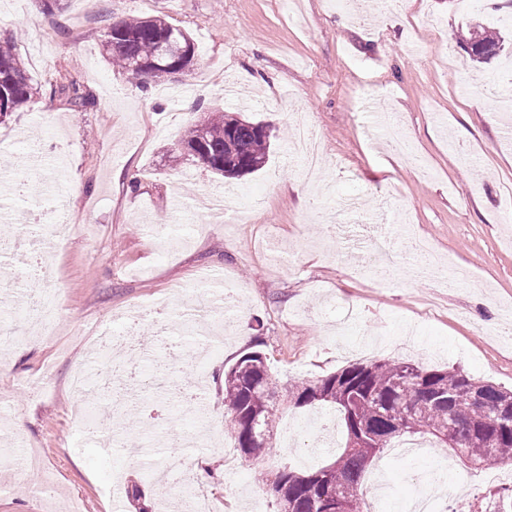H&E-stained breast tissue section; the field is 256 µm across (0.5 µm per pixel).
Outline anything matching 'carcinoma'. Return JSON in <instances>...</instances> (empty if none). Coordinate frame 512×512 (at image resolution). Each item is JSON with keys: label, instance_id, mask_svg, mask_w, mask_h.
I'll use <instances>...</instances> for the list:
<instances>
[{"label": "carcinoma", "instance_id": "obj_1", "mask_svg": "<svg viewBox=\"0 0 512 512\" xmlns=\"http://www.w3.org/2000/svg\"><path fill=\"white\" fill-rule=\"evenodd\" d=\"M497 29L480 28L466 36L467 52L489 60L501 51ZM195 49L189 35L159 17H133L107 28L103 50L110 64L139 85L165 79L185 81L195 56L174 49ZM34 88L13 45L0 41V119L27 106ZM241 113L215 111L193 124L180 143L192 159L223 177L253 174L270 156V135ZM274 392L265 357L258 351L241 355L224 369V411L241 456L256 459L274 451ZM296 408L330 404L343 420L347 438L334 462L314 472L282 466L263 484L270 486L276 512H369L362 489L366 468L405 435L442 437L448 423L466 433L454 446L474 469L487 464L512 465V391L475 380L460 370L426 369L409 362L353 363L332 374L303 380L288 388ZM357 439L363 448L350 447Z\"/></svg>", "mask_w": 512, "mask_h": 512}]
</instances>
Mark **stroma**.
<instances>
[{"label":"stroma","instance_id":"obj_1","mask_svg":"<svg viewBox=\"0 0 512 512\" xmlns=\"http://www.w3.org/2000/svg\"><path fill=\"white\" fill-rule=\"evenodd\" d=\"M357 12L335 0H21L0 15L36 90L29 108L0 123V280L15 293L0 301L25 307L42 284L26 254L14 253L21 209L67 217L77 230L50 258L48 286L58 296L60 338L36 336L0 357V440L40 465L0 471V512H45L42 488L53 483L78 512H114L107 490L140 481L160 442L175 428L205 429L183 412L176 394L139 385L126 391L141 412L135 422L103 413L120 427L124 450L106 453L73 421L71 379L87 357L79 327L117 332L134 308L159 301L171 319L195 315L202 273H221L242 311L232 335L211 344L204 368L183 362V379L203 385L220 421L213 445L193 449L194 481L220 512H263L275 505L255 469L271 471L309 455V469L332 463L344 444L335 432L323 447L306 430L322 406L279 403L295 447L259 463L228 469L236 442L224 412V368L261 348L276 390L360 361H408L424 368L461 367L471 377L512 389V114L487 106L512 97V49L485 63L461 49L475 25L512 31V0H358ZM131 16L164 18L196 47L191 85L158 82L142 89L104 56L106 28ZM481 83H474V75ZM89 99L70 100L71 85ZM214 110L250 113L270 123L277 146L269 163L224 178L184 156L178 140ZM307 122L325 165L306 195L293 186L302 162L289 150ZM397 123L414 154L384 137ZM187 214L190 234L154 237L151 226ZM388 239L399 275L364 273L369 240ZM427 242L449 268L465 272L443 289L417 278L403 248ZM49 374L47 387L26 388ZM394 494L383 512H402L420 482L465 480L460 458L385 455Z\"/></svg>","mask_w":512,"mask_h":512}]
</instances>
